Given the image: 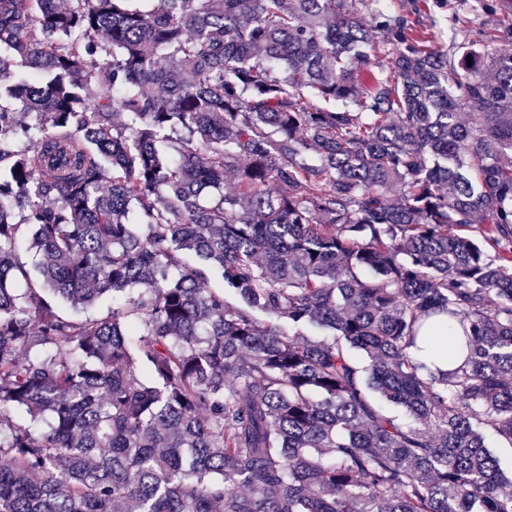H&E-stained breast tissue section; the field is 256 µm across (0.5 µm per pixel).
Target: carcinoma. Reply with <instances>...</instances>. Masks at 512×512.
<instances>
[{"label": "carcinoma", "mask_w": 512, "mask_h": 512, "mask_svg": "<svg viewBox=\"0 0 512 512\" xmlns=\"http://www.w3.org/2000/svg\"><path fill=\"white\" fill-rule=\"evenodd\" d=\"M133 2L0 0V512H512V43Z\"/></svg>", "instance_id": "obj_1"}]
</instances>
